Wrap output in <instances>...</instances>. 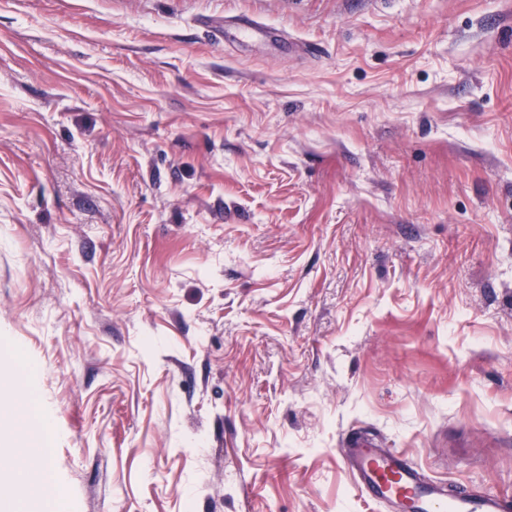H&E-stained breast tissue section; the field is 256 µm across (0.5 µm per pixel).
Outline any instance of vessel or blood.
Segmentation results:
<instances>
[{
    "label": "vessel or blood",
    "mask_w": 512,
    "mask_h": 512,
    "mask_svg": "<svg viewBox=\"0 0 512 512\" xmlns=\"http://www.w3.org/2000/svg\"><path fill=\"white\" fill-rule=\"evenodd\" d=\"M341 460L361 495L395 512H512V503L496 495L447 499L442 484L425 478L403 452L367 437L350 438Z\"/></svg>",
    "instance_id": "obj_1"
}]
</instances>
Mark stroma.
<instances>
[{"instance_id": "1", "label": "stroma", "mask_w": 512, "mask_h": 512, "mask_svg": "<svg viewBox=\"0 0 512 512\" xmlns=\"http://www.w3.org/2000/svg\"><path fill=\"white\" fill-rule=\"evenodd\" d=\"M16 353L22 512H390L356 431L512 496V0H0ZM10 419L15 429L23 434L29 432L33 419L38 417L41 421L42 432L38 437L28 438L25 442H19L13 450V473L26 483L37 486L46 481L49 455L48 447L52 422L49 414L37 407L32 397L16 399L13 401H1L0 415Z\"/></svg>"}]
</instances>
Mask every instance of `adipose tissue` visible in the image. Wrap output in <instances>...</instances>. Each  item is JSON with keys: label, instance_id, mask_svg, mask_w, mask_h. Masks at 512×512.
I'll list each match as a JSON object with an SVG mask.
<instances>
[{"label": "adipose tissue", "instance_id": "ef3b65f1", "mask_svg": "<svg viewBox=\"0 0 512 512\" xmlns=\"http://www.w3.org/2000/svg\"><path fill=\"white\" fill-rule=\"evenodd\" d=\"M0 415L10 419L15 429L26 436L25 442L13 450L14 474L30 485L42 484L48 473L52 429L49 414L29 397L1 402Z\"/></svg>", "mask_w": 512, "mask_h": 512}]
</instances>
